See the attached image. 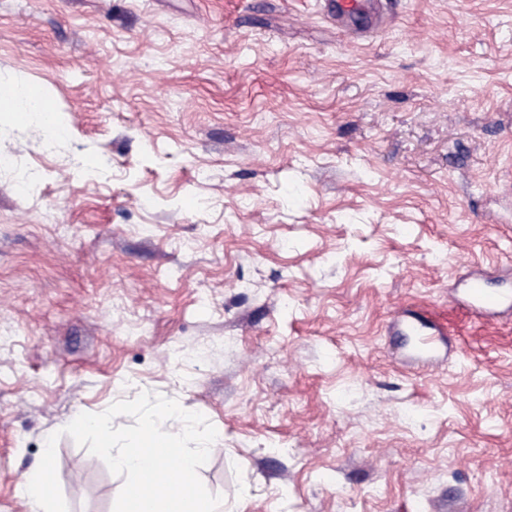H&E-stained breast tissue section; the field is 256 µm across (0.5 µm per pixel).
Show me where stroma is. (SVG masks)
Returning <instances> with one entry per match:
<instances>
[{
	"instance_id": "1",
	"label": "stroma",
	"mask_w": 512,
	"mask_h": 512,
	"mask_svg": "<svg viewBox=\"0 0 512 512\" xmlns=\"http://www.w3.org/2000/svg\"><path fill=\"white\" fill-rule=\"evenodd\" d=\"M0 0V512L63 429L203 414L222 512H512V307L415 361L397 320L512 286V0ZM0 109L21 112L27 120L41 121L46 125H51V116L55 112L53 105L30 86H19L1 94Z\"/></svg>"
}]
</instances>
